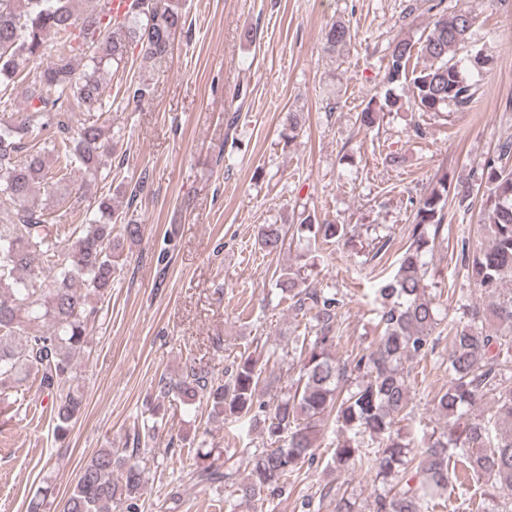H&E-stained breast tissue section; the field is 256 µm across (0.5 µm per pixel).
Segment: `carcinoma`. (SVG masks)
<instances>
[{
	"instance_id": "1",
	"label": "carcinoma",
	"mask_w": 512,
	"mask_h": 512,
	"mask_svg": "<svg viewBox=\"0 0 512 512\" xmlns=\"http://www.w3.org/2000/svg\"><path fill=\"white\" fill-rule=\"evenodd\" d=\"M460 8L430 23L419 53L420 68L408 69L414 45L404 39L389 46L387 81L406 97L386 93L367 106L362 121L376 123L380 112L407 105L420 112L466 108L476 83L467 73L486 59L458 56L472 26ZM185 24L181 0H132L122 16L109 2L79 11L77 0H0V88L41 57L51 41L55 54L36 72L22 111L0 94V199L12 206L0 225V407L14 404V389L32 379L52 397L49 426L64 440L85 408L81 358L92 352L89 324L112 297L115 274L127 247L143 235L126 220L116 197L132 206L148 188L149 175L133 189L123 183L102 192L83 224H53L44 209L30 204L40 185H49L63 203L82 200L86 180L109 182V159L121 139L103 123L74 124V112H102L110 105L100 73L118 67L133 48L140 62L155 65L170 54ZM350 26L335 22L324 31L323 48L334 54L350 44ZM154 94L145 79L130 81L127 102L140 104ZM512 141L499 146L485 169L484 225L487 242L462 252L467 278L487 292L512 277ZM72 173L81 182L70 181ZM451 185L441 176L413 214L411 242L394 273L371 289L381 336L351 359L336 358L338 310L344 300L314 279L315 254L345 239L346 225L303 210L295 224H261L256 244L266 254L281 251L291 237L305 245L299 263L273 273L279 301L304 321L303 335L281 350L240 353L226 379L201 365L184 366L178 379L158 382L151 429L163 423L165 404L208 410L217 419L235 418L259 429L262 447L246 449V474L231 483L235 507L256 510L285 491L304 465L313 462L317 441L332 423L335 449L330 474L350 470L375 473L380 482L369 512H433L448 496L450 465L462 463L477 484L485 512H512V295L470 308L468 322L448 331V389L434 396L448 429L412 437L398 424L411 416V371L405 363L432 349L440 325L441 296L427 292V254L445 221ZM298 368L290 388L271 402L259 397L268 364ZM484 397L496 411L485 419L470 410ZM140 433L132 448H100L80 467L60 512H138L146 483L139 465ZM224 454L199 448L195 484L224 483ZM321 496L334 497V512H364L359 495L330 483Z\"/></svg>"
}]
</instances>
